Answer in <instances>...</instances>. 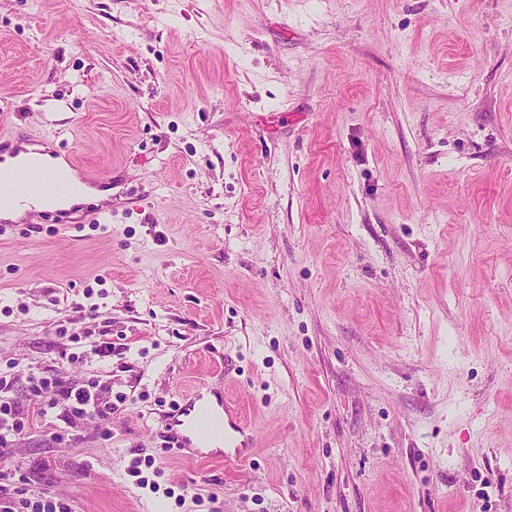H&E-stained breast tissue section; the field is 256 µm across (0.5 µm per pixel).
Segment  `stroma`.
I'll return each instance as SVG.
<instances>
[{
	"instance_id": "35a3bbf8",
	"label": "stroma",
	"mask_w": 512,
	"mask_h": 512,
	"mask_svg": "<svg viewBox=\"0 0 512 512\" xmlns=\"http://www.w3.org/2000/svg\"><path fill=\"white\" fill-rule=\"evenodd\" d=\"M0 124L112 191L0 222V368L26 406L32 366L126 396L107 434L34 420L0 488L512 512V0H0ZM202 386L241 462L169 443Z\"/></svg>"
}]
</instances>
